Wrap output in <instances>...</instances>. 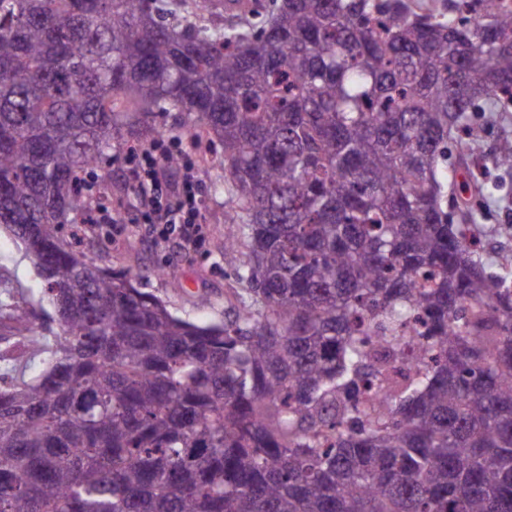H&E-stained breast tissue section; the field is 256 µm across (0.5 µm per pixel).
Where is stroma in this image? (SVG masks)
Masks as SVG:
<instances>
[{"instance_id":"1","label":"stroma","mask_w":512,"mask_h":512,"mask_svg":"<svg viewBox=\"0 0 512 512\" xmlns=\"http://www.w3.org/2000/svg\"><path fill=\"white\" fill-rule=\"evenodd\" d=\"M475 121L484 132L476 145L477 167H449L456 182L468 183L459 191L461 208L472 215L467 228L481 246V260L488 272L512 276V238L502 237L501 227L512 224V174L496 163L504 141L512 142V112L478 113ZM162 138L184 140L203 183L201 217L209 244L199 252L182 250L178 239L158 245L151 225L142 222L133 208L134 192L123 175L126 145L112 149L107 165L96 168V184L90 196L95 206L113 210L124 207L126 224L120 232L101 225V234L86 248L101 265L137 276L139 286L155 293L181 316L198 321H219L224 303L233 291L241 290L238 280L239 253L225 251L222 240L228 231L224 219L234 207L233 196L224 182V166L208 138H188L182 113L167 117ZM43 285L20 244L8 233L0 234V300L12 304L16 315L31 323H43Z\"/></svg>"}]
</instances>
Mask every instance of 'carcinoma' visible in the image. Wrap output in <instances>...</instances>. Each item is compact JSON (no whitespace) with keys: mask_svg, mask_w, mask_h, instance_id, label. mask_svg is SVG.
<instances>
[{"mask_svg":"<svg viewBox=\"0 0 512 512\" xmlns=\"http://www.w3.org/2000/svg\"><path fill=\"white\" fill-rule=\"evenodd\" d=\"M204 11L0 0V230L57 324L0 354V512H512V283L448 221L470 114L512 112V4ZM172 112L234 192L222 321L99 266L75 219L78 172Z\"/></svg>","mask_w":512,"mask_h":512,"instance_id":"obj_1","label":"carcinoma"}]
</instances>
